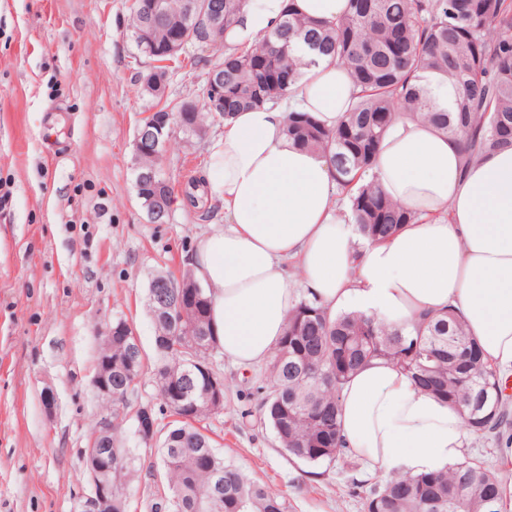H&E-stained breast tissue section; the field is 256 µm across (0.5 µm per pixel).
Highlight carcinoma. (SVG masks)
<instances>
[{
    "label": "carcinoma",
    "instance_id": "cac0c4a2",
    "mask_svg": "<svg viewBox=\"0 0 512 512\" xmlns=\"http://www.w3.org/2000/svg\"><path fill=\"white\" fill-rule=\"evenodd\" d=\"M150 0H132L130 27L137 46L156 65L139 74L141 93L162 102L138 136L146 150L134 154L135 186L149 219L169 218L173 189L160 168L153 141L155 122L179 112L181 131L197 135L218 116L288 98L302 77L299 45L347 68L358 89L349 114L326 128L307 112L292 110L285 134L293 143L329 155L341 192L360 234L374 243L394 237L418 215L392 201L371 177L387 126L397 117L425 121L454 139L462 162L512 147V0H349L336 22L302 20L287 10L276 28L251 46H237L216 61L186 54L220 47L204 42L201 15L229 30L249 0H166L161 23L146 25ZM164 53H158L159 49ZM203 61L224 76V94L199 103L166 100L171 64ZM456 90L454 108L439 103L432 81ZM148 306L156 336L151 368L158 394L190 383L187 396L168 406L179 416L156 444L166 495L151 512H288V499L226 461L199 423L224 411L215 408L209 381L197 365L210 364L219 349L206 289L190 272L179 281L154 278ZM133 327L112 321V340L101 338L97 360L112 359V394L96 393L100 420L111 422L112 512H126V488L138 473L134 449L121 435L124 408L144 372L142 352H131ZM388 360L420 387L457 408L473 433L500 437L509 427L501 376L458 317L421 325L413 336L391 329L373 315H331L307 296L288 317L257 393L260 418L280 447L309 464H330L346 455L341 434L340 393L349 378L372 360ZM502 481L482 462L464 458L434 473L391 474L363 499L364 512H502Z\"/></svg>",
    "mask_w": 512,
    "mask_h": 512
}]
</instances>
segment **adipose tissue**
I'll list each match as a JSON object with an SVG mask.
<instances>
[{
  "instance_id": "ef3b65f1",
  "label": "adipose tissue",
  "mask_w": 512,
  "mask_h": 512,
  "mask_svg": "<svg viewBox=\"0 0 512 512\" xmlns=\"http://www.w3.org/2000/svg\"><path fill=\"white\" fill-rule=\"evenodd\" d=\"M289 7L334 21L347 0H250L225 45L258 41ZM355 94L342 66L317 59L288 106L236 113L212 148L203 189L223 200L224 221L198 241L192 267L225 357L245 369L266 361L305 289L331 314L372 315L409 332L423 317L455 311L486 360L512 370V148L465 168L453 139L420 122H394L374 171L422 219L388 241L367 242L339 203L329 159L284 134L288 108L332 128ZM341 424L353 453L388 474L444 470L470 436L457 410L384 360L349 379Z\"/></svg>"
}]
</instances>
